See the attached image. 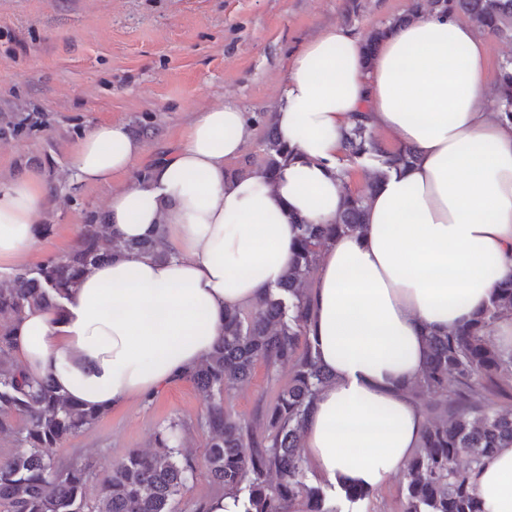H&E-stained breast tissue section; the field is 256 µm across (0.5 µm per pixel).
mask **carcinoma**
I'll return each mask as SVG.
<instances>
[{
	"mask_svg": "<svg viewBox=\"0 0 512 512\" xmlns=\"http://www.w3.org/2000/svg\"><path fill=\"white\" fill-rule=\"evenodd\" d=\"M465 16L488 33L512 40V0H413L411 11L364 38L371 59L387 32L419 13ZM496 93L500 112L512 121V61L500 66ZM344 160L367 161L379 170L366 186L346 195L333 224H300L292 268L249 311L224 315V332L199 367L184 376L207 398L204 427L209 442L202 459L182 448L179 424L155 434L156 450L132 451L112 464V475L88 502L90 465L47 458L53 448L90 427L106 412L63 395L45 376L31 379L14 356L13 324L28 311L47 308L77 286L96 263L137 252L169 256L160 238L129 242L106 223L81 225L75 246L32 269L0 276V435L16 438L24 451L0 457V504L8 512H173L172 502L202 472L224 494L241 500L242 512H291L298 498L308 512H338L326 484L307 482L302 429L318 390L332 376L318 360L307 336L311 306L302 284L316 272L322 249L331 238L363 227L365 204L384 175L414 162L415 150H390L358 120L345 133ZM261 170L274 180L293 149L269 128ZM512 312V277L498 283L490 305L468 325L426 336L427 361L410 387L416 398L433 396L441 412L426 420L421 447L406 463L402 512H485L471 472L499 448L512 447V413L495 399L512 387V351L491 344L488 331ZM274 372L291 365L288 384L265 411L268 432L256 429L224 409V393L247 383L258 363Z\"/></svg>",
	"mask_w": 512,
	"mask_h": 512,
	"instance_id": "obj_1",
	"label": "carcinoma"
}]
</instances>
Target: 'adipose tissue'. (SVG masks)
<instances>
[{
  "label": "adipose tissue",
  "instance_id": "1",
  "mask_svg": "<svg viewBox=\"0 0 512 512\" xmlns=\"http://www.w3.org/2000/svg\"><path fill=\"white\" fill-rule=\"evenodd\" d=\"M489 58L476 28L453 14L394 27L373 59L331 26L292 59L273 109L294 159L276 182L228 180L250 130L229 105L199 109L181 146L131 176L144 142L121 122L78 142L87 183L123 178L106 221L123 239L162 237L158 259L128 253L97 264L61 306L15 325L29 376L110 409L197 367L224 314L253 306L290 266L298 220L335 222L343 203V138L356 115L416 151L366 204L363 230L323 249L310 290V336L333 375L306 417L303 455L332 483L380 489L419 447L425 417L407 392L425 338L465 326L512 276V123L488 98ZM52 191L26 174L0 183V266L16 264ZM485 512H512V447L472 474Z\"/></svg>",
  "mask_w": 512,
  "mask_h": 512
}]
</instances>
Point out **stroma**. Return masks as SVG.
I'll return each mask as SVG.
<instances>
[{
    "mask_svg": "<svg viewBox=\"0 0 512 512\" xmlns=\"http://www.w3.org/2000/svg\"><path fill=\"white\" fill-rule=\"evenodd\" d=\"M411 0H0V179L39 174L54 189L50 225L35 233L21 260L34 268L69 251L89 215L104 214L113 189L80 181L70 168L81 136L107 122L125 123L146 143L141 172L177 150L195 112L224 103L250 117L268 115L286 70L306 43L336 26L365 36L407 13ZM289 366L224 396L228 410L264 431L261 416L288 383ZM207 402L191 383L172 382L151 399L133 398L48 454L88 455L96 482L133 450H149L169 421L202 457ZM404 472L341 512H400Z\"/></svg>",
    "mask_w": 512,
    "mask_h": 512,
    "instance_id": "1",
    "label": "stroma"
}]
</instances>
